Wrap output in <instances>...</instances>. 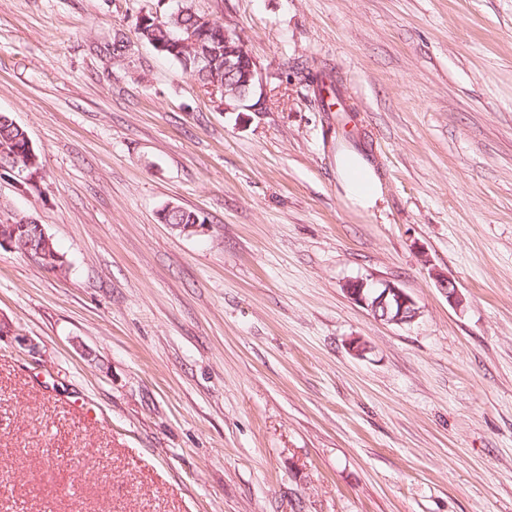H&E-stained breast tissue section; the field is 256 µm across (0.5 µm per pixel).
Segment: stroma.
Instances as JSON below:
<instances>
[{"mask_svg": "<svg viewBox=\"0 0 512 512\" xmlns=\"http://www.w3.org/2000/svg\"><path fill=\"white\" fill-rule=\"evenodd\" d=\"M191 3L262 103L140 39L175 0H0V112L39 161L0 175V224L64 261L0 248V512H512V0ZM311 59L353 113L310 104ZM358 277L420 318L377 320ZM295 72L299 75L301 81L305 82V85L312 91L314 102L317 103L320 109H322L323 104L319 96V91L324 84L328 83L331 87L341 92V85H339L337 78L334 79L332 71L327 70L325 66L318 65L315 61H312V63H302L301 66L296 67ZM327 79L329 82H326ZM336 173L345 199L359 211L370 213L382 200L378 175L360 154L345 152L338 155ZM39 228L42 229L43 233V241L37 249L30 251V247H27V254L31 257L37 259L43 266L50 270H60L63 267L64 261L63 258L56 253L50 247V238L45 234L42 226L40 224ZM365 289L368 292L365 293ZM344 291L377 318L396 324H411L419 317L415 301L396 284L373 278H358L344 284Z\"/></svg>", "mask_w": 512, "mask_h": 512, "instance_id": "stroma-1", "label": "stroma"}]
</instances>
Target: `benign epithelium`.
I'll use <instances>...</instances> for the list:
<instances>
[{"instance_id": "benign-epithelium-1", "label": "benign epithelium", "mask_w": 512, "mask_h": 512, "mask_svg": "<svg viewBox=\"0 0 512 512\" xmlns=\"http://www.w3.org/2000/svg\"><path fill=\"white\" fill-rule=\"evenodd\" d=\"M224 71L239 73L245 86L257 89L260 77L256 62L249 53L244 41L230 30H224ZM29 220L21 218L14 224L0 226V247L13 248L20 244L19 234L26 230ZM50 270L63 267V258L50 247V238L43 236L40 247L27 251ZM437 287L454 306L462 302L457 285L448 275L436 270L432 272ZM344 291L355 302L365 306L377 318L396 324H411L419 317L415 301L396 284L373 278H358L344 284Z\"/></svg>"}]
</instances>
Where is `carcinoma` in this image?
<instances>
[{
    "label": "carcinoma",
    "mask_w": 512,
    "mask_h": 512,
    "mask_svg": "<svg viewBox=\"0 0 512 512\" xmlns=\"http://www.w3.org/2000/svg\"><path fill=\"white\" fill-rule=\"evenodd\" d=\"M181 5L171 12L160 25L140 37L154 46L168 44L178 32L192 30L198 34V46L184 52L166 51V55L177 61L182 69L206 86L226 87L227 100L235 102L246 92L241 76L224 74V27L218 23L208 24L206 18L192 9L188 0H180ZM296 74L312 91L314 102L322 105L320 88L329 84L341 89L332 72L315 62H306L296 67ZM26 131L7 113H0V169L7 172L14 170L19 160L20 150L25 148Z\"/></svg>",
    "instance_id": "cac0c4a2"
}]
</instances>
